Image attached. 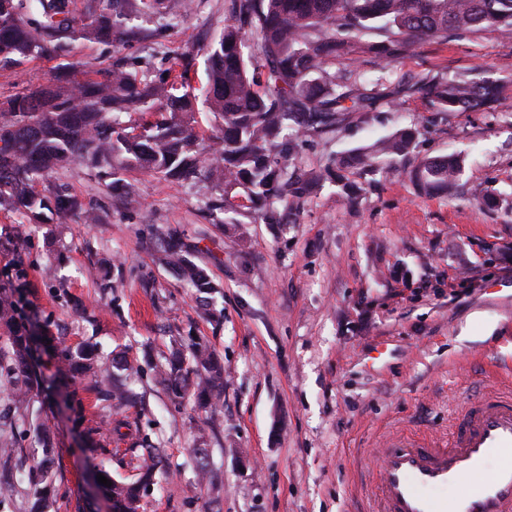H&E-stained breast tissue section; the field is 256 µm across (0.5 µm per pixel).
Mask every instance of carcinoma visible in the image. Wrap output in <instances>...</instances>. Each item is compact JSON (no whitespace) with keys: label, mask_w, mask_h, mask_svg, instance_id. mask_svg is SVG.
Returning a JSON list of instances; mask_svg holds the SVG:
<instances>
[{"label":"carcinoma","mask_w":512,"mask_h":512,"mask_svg":"<svg viewBox=\"0 0 512 512\" xmlns=\"http://www.w3.org/2000/svg\"><path fill=\"white\" fill-rule=\"evenodd\" d=\"M88 0L84 17L76 19L68 0H35L44 22L26 24L22 0H0V67L64 50L74 39L112 38V17ZM496 32L512 36V0H231L224 34L208 52L206 104L216 123L212 153L199 148L201 138L187 120L192 106L188 95L176 96L182 69L150 82L138 79L125 63L85 73L80 82L68 68L56 75L55 89L17 94L0 104V205L34 214L55 203L59 210L71 203L34 190L53 168L82 160L93 167L111 164L124 155L132 167L146 166L163 180L186 181L204 174L224 186V212L246 210L257 217L274 202L288 212L300 209L306 173L294 163L298 138L308 132L329 131L352 112H368L382 94L395 63L423 40H446L448 34ZM255 51L246 56L247 43ZM356 53L375 59L377 75L370 78L355 64L329 72L332 60ZM439 112H494L506 87L486 77L441 78L414 85ZM135 112L134 126L119 122ZM416 132L403 129L387 140L357 151L353 162L361 176L387 174L392 163L408 156ZM464 160L456 155L428 158L405 174L425 194L457 188ZM345 163L313 176H333L345 199L357 187L345 173ZM178 273L198 292L212 295L217 287L189 256L171 252ZM0 326L9 333L12 351L9 378L15 389L12 403L19 409L40 387L32 372L28 328L19 322L12 297L0 290ZM57 358L71 372L89 377L122 401L124 381L140 367L123 355L102 357L96 346L57 349ZM157 382L174 399L190 394L208 410L224 398V365L208 344L197 338L175 339L165 361L154 365ZM42 456L32 478L29 512H47L54 492L50 476L53 446L42 444ZM148 462L131 481L97 484L112 502V512H139L145 491L154 483L160 449H144Z\"/></svg>","instance_id":"cac0c4a2"}]
</instances>
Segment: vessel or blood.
<instances>
[{
	"label": "vessel or blood",
	"mask_w": 512,
	"mask_h": 512,
	"mask_svg": "<svg viewBox=\"0 0 512 512\" xmlns=\"http://www.w3.org/2000/svg\"><path fill=\"white\" fill-rule=\"evenodd\" d=\"M367 512H512V388L457 408L448 441L387 438Z\"/></svg>",
	"instance_id": "obj_1"
}]
</instances>
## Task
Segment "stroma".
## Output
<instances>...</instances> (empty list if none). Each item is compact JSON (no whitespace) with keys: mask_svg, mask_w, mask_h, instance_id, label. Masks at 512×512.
<instances>
[{"mask_svg":"<svg viewBox=\"0 0 512 512\" xmlns=\"http://www.w3.org/2000/svg\"><path fill=\"white\" fill-rule=\"evenodd\" d=\"M229 0H164L154 13L129 0L100 7L123 40H77L62 55L0 68V101L48 89L58 66L131 63L153 80L183 57L197 131H210L206 57L224 31ZM481 73L512 89V38L449 35L414 46L397 63V94L351 113L335 132L301 137L309 171L348 159L404 128L418 139L409 163L460 155L453 195L420 193L400 172L362 184L355 201L335 184L310 188L296 219L274 223L241 212L225 223L223 187L197 178L164 181L139 169L76 161L50 171L45 187L73 208L35 219L0 207V287H11L38 341L32 363L55 397L14 411L0 377V435H17L0 457V482L15 487L0 512H27L41 457L34 431L55 448L49 512H110L94 497L95 468L133 478L130 463L151 444L163 451L143 512H364L363 488L379 475L374 450L391 432L447 435L457 405L512 366V97L496 112H438L408 84ZM137 182L135 205L112 184L113 169ZM496 198L478 205L474 189ZM93 212L96 223L84 221ZM191 247L219 286L210 306L181 279L162 232ZM208 341L224 363V402L203 421L172 400L150 367L115 406L90 380L65 381L51 342L97 344L102 355L162 362L174 336ZM208 448L211 478L192 450Z\"/></svg>","mask_w":512,"mask_h":512,"instance_id":"1","label":"stroma"}]
</instances>
